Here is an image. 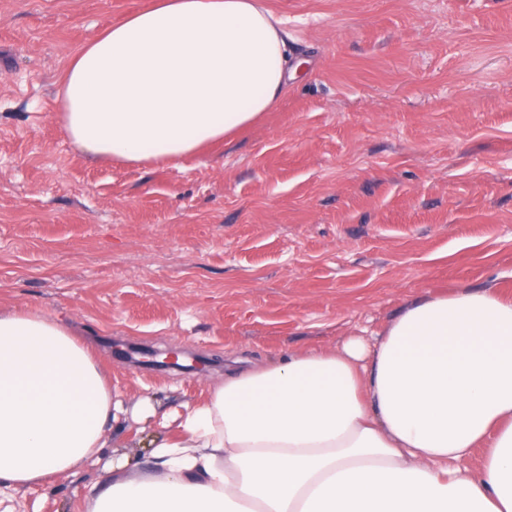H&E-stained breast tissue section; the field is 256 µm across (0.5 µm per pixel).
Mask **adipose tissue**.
Listing matches in <instances>:
<instances>
[{
  "instance_id": "obj_1",
  "label": "adipose tissue",
  "mask_w": 512,
  "mask_h": 512,
  "mask_svg": "<svg viewBox=\"0 0 512 512\" xmlns=\"http://www.w3.org/2000/svg\"><path fill=\"white\" fill-rule=\"evenodd\" d=\"M263 0H155L73 54L57 119L91 159L178 166L271 111L298 66ZM96 352L0 309V486L75 477L129 431ZM76 512H512V297L409 300L358 336L225 374ZM475 473L454 469L473 451Z\"/></svg>"
}]
</instances>
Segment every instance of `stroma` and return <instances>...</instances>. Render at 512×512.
<instances>
[{"instance_id":"1","label":"stroma","mask_w":512,"mask_h":512,"mask_svg":"<svg viewBox=\"0 0 512 512\" xmlns=\"http://www.w3.org/2000/svg\"><path fill=\"white\" fill-rule=\"evenodd\" d=\"M153 0H0V307L74 321L127 413L200 398L231 358L374 343L409 299L512 295V0H266L307 64L239 138L103 165L56 121L72 54ZM196 371L131 366L127 346ZM17 512H72L161 432Z\"/></svg>"}]
</instances>
